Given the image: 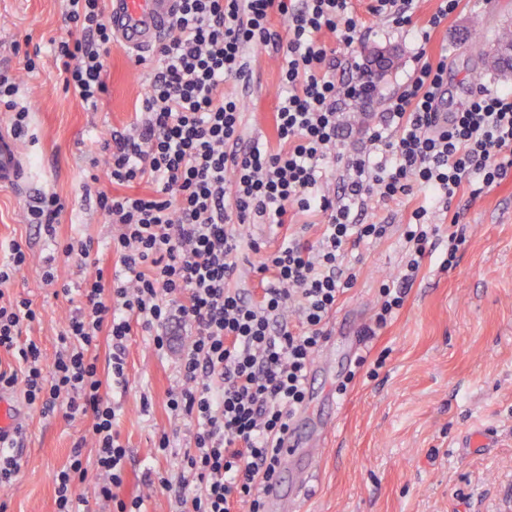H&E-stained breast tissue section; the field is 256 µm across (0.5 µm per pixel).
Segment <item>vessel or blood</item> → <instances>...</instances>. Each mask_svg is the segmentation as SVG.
I'll list each match as a JSON object with an SVG mask.
<instances>
[{"label": "vessel or blood", "mask_w": 512, "mask_h": 512, "mask_svg": "<svg viewBox=\"0 0 512 512\" xmlns=\"http://www.w3.org/2000/svg\"><path fill=\"white\" fill-rule=\"evenodd\" d=\"M178 9V0H110L107 21L112 36L131 56L147 57L167 34ZM31 184L30 169L10 130L0 125V187L19 193ZM307 411H300L288 433L283 449V468L294 475L292 488H284L282 480L273 481L264 491L268 512H288L313 476L314 464L323 448L322 435L308 434L304 425Z\"/></svg>", "instance_id": "1"}]
</instances>
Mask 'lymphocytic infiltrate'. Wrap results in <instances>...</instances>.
<instances>
[{
	"label": "lymphocytic infiltrate",
	"instance_id": "1",
	"mask_svg": "<svg viewBox=\"0 0 512 512\" xmlns=\"http://www.w3.org/2000/svg\"><path fill=\"white\" fill-rule=\"evenodd\" d=\"M180 2L146 75L141 120L104 139L105 171L83 185L106 223L119 228L111 244L119 268L85 282L84 304L68 315L49 365L37 343L21 337V325L37 318L31 302L0 304V349L19 364L0 372V390L22 388L27 404L46 415L61 403L66 417L91 415L88 434L103 477L97 499L115 503L117 512H142L141 497L116 494L127 450L113 430L106 385L126 381L133 325L153 333L161 351L175 326L190 324L195 336L179 365L184 386L168 399L172 412L195 423L193 448L177 460L181 512H234L238 505L264 512L260 490L280 471L311 358L357 279L344 256L389 232L385 224L354 222L353 210L370 200L422 197L403 228L406 260L379 288L380 329L403 307L435 246L440 227L428 221L432 207L449 206L472 176L486 187L512 177V90H476L467 109L445 118L439 103L448 63L425 61L371 129V154L348 160L338 149V106L369 98L371 80L362 69L337 80L339 56L322 35L336 34L347 48L363 39L349 0ZM274 13L286 20V33L270 28ZM64 15L70 31L51 42L55 64L65 89L94 110L108 91L105 0H65ZM258 46L283 58L274 149L245 142L244 105L224 90L228 81L248 80ZM0 107L10 112L15 135L26 136L30 107L19 75L0 73ZM330 163L346 170L337 197L320 189ZM103 177L120 193L100 189ZM142 183L149 192L131 193ZM294 207L325 215L316 240L286 232L267 252L262 241L243 238L248 224L283 228ZM245 246L259 255L257 294L232 285ZM291 309L298 325L286 318ZM103 334L112 346L104 374L92 354ZM86 478L82 454L73 452L54 477L57 512H77L72 490Z\"/></svg>",
	"mask_w": 512,
	"mask_h": 512
}]
</instances>
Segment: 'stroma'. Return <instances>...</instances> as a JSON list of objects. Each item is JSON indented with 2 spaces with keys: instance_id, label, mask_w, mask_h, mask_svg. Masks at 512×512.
<instances>
[{
  "instance_id": "35a3bbf8",
  "label": "stroma",
  "mask_w": 512,
  "mask_h": 512,
  "mask_svg": "<svg viewBox=\"0 0 512 512\" xmlns=\"http://www.w3.org/2000/svg\"><path fill=\"white\" fill-rule=\"evenodd\" d=\"M361 27L370 39L353 51L361 66L367 53L390 50L392 70L380 77L378 97L364 107L341 105L343 151H368L363 135L377 122L390 97L404 85L422 58L448 59V79L441 103L444 112L465 108L476 87L512 89L485 64L497 33L512 29V0H461L458 9L428 43L417 30L426 28L438 0H418L412 24L397 28L368 10L370 0H352ZM63 0H0V70L22 73L23 93L31 105L32 138L20 139L33 181L29 196L0 189V261L11 240L29 241L24 268L4 288L5 300L25 298L38 312L23 325V337L34 340L46 361H53L59 335L80 297L75 289L97 269L113 273L117 257L108 248L111 225L83 199L87 153L112 130L137 119L145 92L146 69L135 66L126 51L111 46L105 56L108 91L98 110L84 107L67 92L49 49L51 39L66 35ZM37 52V68L23 73L24 56ZM283 60L272 49L252 52V73L245 82H227L224 90L243 96L245 139L276 146L275 112ZM481 71L480 83L471 74ZM54 193L64 209L55 239L27 223L28 197ZM416 199L374 203L362 223L390 224L388 236L369 248L347 253L357 281L333 312L328 330L335 336V362L318 372L313 416L330 418L326 453L294 512H512V179L474 191L458 189L448 209L437 210L442 233L466 239L456 267L443 269L445 242L425 258L403 307L382 329H374L362 350L368 361L388 358L376 378L358 375L345 394L337 385L353 361L338 336L343 326L374 328L377 289L395 273L402 258L400 235ZM92 240L99 266L84 265L54 253L53 240ZM55 256L59 283L73 287L56 294L42 280L45 260ZM192 327L177 328L165 353H157L149 333L134 328L126 343V382L109 388L118 409L115 429L127 450L125 480L119 498L141 496L147 512H178L174 491L161 488L159 477L177 480L175 456L192 444L193 425L168 407L171 390L181 385L180 355L192 340ZM23 436L13 453L19 471L0 495L7 512H56L55 475L68 466L72 448L91 425L88 416L65 418L62 411L45 415L20 402ZM485 430L483 446L470 434ZM170 437L174 453L156 454L160 434Z\"/></svg>"
}]
</instances>
